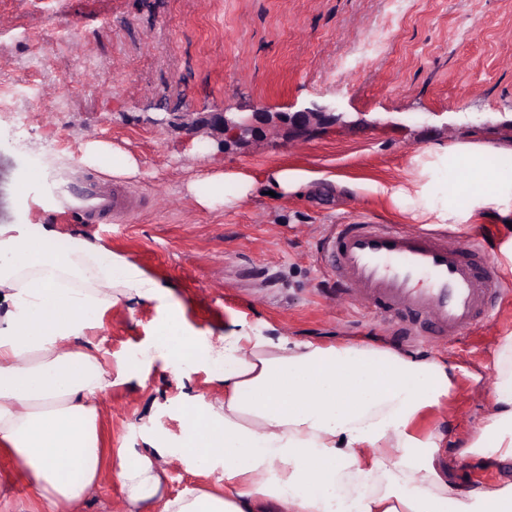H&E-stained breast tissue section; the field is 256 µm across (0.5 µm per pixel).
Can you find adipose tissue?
<instances>
[{"instance_id":"adipose-tissue-1","label":"adipose tissue","mask_w":512,"mask_h":512,"mask_svg":"<svg viewBox=\"0 0 512 512\" xmlns=\"http://www.w3.org/2000/svg\"><path fill=\"white\" fill-rule=\"evenodd\" d=\"M486 146L431 145L416 152L404 185L389 201L401 218L424 224L512 220V176L485 169ZM459 171L478 189L466 209L452 206ZM207 209L231 208L262 185L280 196L306 187L311 171L213 167ZM237 191L228 196L225 184ZM55 226L32 239L23 225H0V446L11 451L46 512L82 502L97 486L102 449L95 398L112 374L93 349L96 317L117 304H168L166 288L133 263H103L101 245L55 252ZM160 334L178 365L224 364V399L203 402L184 419L178 454L220 472L208 488L158 499L155 459L119 454L115 475L134 512L155 500L159 512H512V480L491 490H461L440 475L438 435L413 428L453 385L447 365L378 351L353 341L331 347L230 330L214 342L185 336L178 312ZM492 411L465 448L484 461H512V335L493 354Z\"/></svg>"}]
</instances>
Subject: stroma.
Wrapping results in <instances>:
<instances>
[{"mask_svg":"<svg viewBox=\"0 0 512 512\" xmlns=\"http://www.w3.org/2000/svg\"><path fill=\"white\" fill-rule=\"evenodd\" d=\"M331 103L351 127L302 143L271 136L221 156L149 121ZM90 140L139 161L126 184L144 206L130 222L60 221L42 187L81 164ZM464 140L512 149V0H0V225L37 236L53 224L66 242L133 262L168 285L201 342L239 324L252 336L351 340L452 366L451 391L415 428L443 434L438 461L451 484L492 489L512 478V462L486 463L464 445L490 412L492 355L512 333V277L484 327L444 343L404 334L353 297L337 300L322 260L333 225L398 223L376 188L404 179L416 150ZM219 162L302 167L336 183L288 197L262 188L207 210L195 200L207 190L199 177ZM167 316L147 301L97 319L98 353L113 369L95 400L106 464L121 451L178 447L185 410L224 398L210 364L176 369L156 333ZM156 465L161 496L220 487L176 458ZM39 508L0 447V512Z\"/></svg>","mask_w":512,"mask_h":512,"instance_id":"stroma-1","label":"stroma"}]
</instances>
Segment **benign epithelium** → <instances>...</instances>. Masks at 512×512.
Returning a JSON list of instances; mask_svg holds the SVG:
<instances>
[{"instance_id":"1","label":"benign epithelium","mask_w":512,"mask_h":512,"mask_svg":"<svg viewBox=\"0 0 512 512\" xmlns=\"http://www.w3.org/2000/svg\"><path fill=\"white\" fill-rule=\"evenodd\" d=\"M336 107L315 105L296 112H159L151 122L180 129L200 143L222 154L244 148L273 132L290 143L305 141L344 122Z\"/></svg>"}]
</instances>
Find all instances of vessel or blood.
Instances as JSON below:
<instances>
[{
	"instance_id": "vessel-or-blood-1",
	"label": "vessel or blood",
	"mask_w": 512,
	"mask_h": 512,
	"mask_svg": "<svg viewBox=\"0 0 512 512\" xmlns=\"http://www.w3.org/2000/svg\"><path fill=\"white\" fill-rule=\"evenodd\" d=\"M58 210L87 224L130 221L141 200L129 187L94 174L52 183ZM485 245L468 248L447 234L356 221L334 225L325 260L341 292L357 297L385 320L437 340L481 326L500 299V277L485 263Z\"/></svg>"
}]
</instances>
